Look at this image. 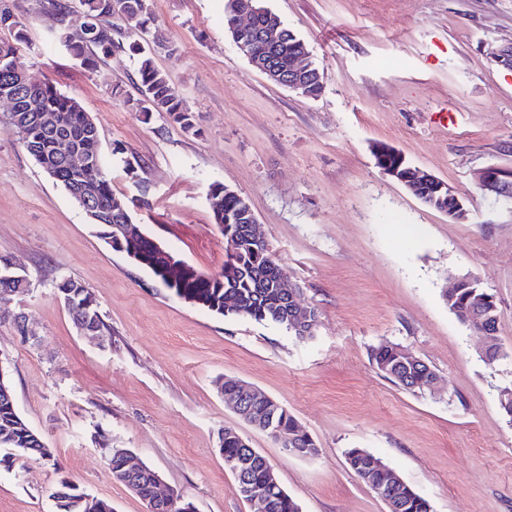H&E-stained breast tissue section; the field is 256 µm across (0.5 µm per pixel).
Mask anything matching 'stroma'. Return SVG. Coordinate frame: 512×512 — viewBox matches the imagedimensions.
<instances>
[{
	"label": "stroma",
	"mask_w": 512,
	"mask_h": 512,
	"mask_svg": "<svg viewBox=\"0 0 512 512\" xmlns=\"http://www.w3.org/2000/svg\"><path fill=\"white\" fill-rule=\"evenodd\" d=\"M0 3L26 27L29 77L93 116L112 189L147 236L199 272H220L209 186L221 182L249 199L302 303L319 313L313 335L299 338L185 302L112 250L0 129V256L31 281L0 304L11 313L0 320V366L17 411L53 452L48 463L0 449V512H57L51 493L63 480L114 512H147L113 480L115 448L196 512H251L219 452L228 426L266 457L301 512H387L347 465L353 448L380 457L433 512H512V420L499 405L512 388V195L481 182L512 171V69L491 57L512 44V0H263L320 69L315 97L252 68L226 30L224 0H153L174 48L155 62L202 115L196 135L113 99L115 85L138 94L129 54L89 72L54 42L48 0ZM383 145L447 183L466 219L428 207L378 168ZM465 274L500 310L504 357L492 367L442 297ZM63 279L91 289L111 341L77 331L56 290ZM383 343L422 358L439 390L377 373L370 354ZM227 381L287 408L317 455L295 456L240 422L219 393Z\"/></svg>",
	"instance_id": "1"
}]
</instances>
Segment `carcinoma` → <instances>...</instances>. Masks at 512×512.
I'll use <instances>...</instances> for the list:
<instances>
[{
	"label": "carcinoma",
	"mask_w": 512,
	"mask_h": 512,
	"mask_svg": "<svg viewBox=\"0 0 512 512\" xmlns=\"http://www.w3.org/2000/svg\"><path fill=\"white\" fill-rule=\"evenodd\" d=\"M49 4L59 22L54 41L81 67L94 72L100 62L117 51L127 50L138 56L139 97L127 98L120 87L114 86L111 89L113 98L135 108L147 119L158 113L186 134L199 132V115L187 106L168 75L155 64L156 49L169 54L175 52L167 45L160 30H154L150 42L143 44L112 24L114 19L134 20L140 33H148L149 25L155 22L152 0H83L82 8L88 15V21L87 29L80 34L68 25L67 4L63 0H49ZM253 6L254 31L248 35L253 56L247 57L248 62H253L256 56L271 61L283 74L290 73L294 49L302 46L303 41L282 27L279 29L280 42L273 47L264 46L258 41V33L271 21L279 20V16L264 6L262 0H253ZM0 31L9 33V37L0 38V91L9 89L23 97L32 94L37 98L36 109L10 112L0 124L18 137L43 171L52 172L53 179L79 204L80 173L57 157L52 148L53 138L56 134H64L75 145L81 146L92 140L89 133L97 124L75 98L61 92L54 84L45 82L31 92L20 82L17 67L24 64L28 41L24 25L6 7L0 8ZM374 156L381 168L396 173L400 179L410 180L417 172V168L410 166L401 154L389 147L381 148ZM417 194L437 211L446 212L452 206L448 199V185L441 180L420 183ZM209 196L214 223L224 234V271L206 275L184 263L174 279L169 276L161 252L150 240L142 238L139 244L132 246L113 239V225L131 224L133 218L128 202L112 191V178L105 170L92 191L91 202L98 211V225L103 228V238L112 239V249L126 253L136 266L151 272L179 298L224 317L286 326L289 305L275 288L286 268L273 257L268 245L255 246L246 239V225L252 223V211L246 206L248 199L220 182L211 184ZM57 289L60 295L72 300L68 313L75 327L79 328L87 321L95 327L96 333L112 335V329L101 319L98 305L86 285L65 279L57 284ZM226 293L235 295L238 305L226 306ZM445 299L448 309L466 326L477 313L499 315L494 294L479 287L474 280L460 283ZM372 360L377 369L396 385L414 391L424 386L423 369L406 364L397 347L379 345L372 352ZM273 421L280 428L282 447L298 448L307 457L318 453L315 439L286 408L279 407ZM0 448L12 450L21 457L36 456L47 462L53 458L52 449L17 412L9 385L0 392ZM122 452L121 456L114 451L110 454L109 468L115 481L135 486V494L140 499L153 502V512H195L192 503L173 491L165 499L154 500L155 470L142 462L139 471L130 475L125 467L129 449L124 448ZM237 463L240 464L244 484L268 483L270 464L267 459L256 449L242 445L235 428L226 427L224 467L230 470ZM347 463L362 482L379 481V467L383 462L372 453L353 448L347 453ZM56 494L58 512H112L109 502L91 497L66 481L56 487ZM268 496L271 503L269 512H300L299 505L281 484L269 487ZM394 498L399 505L398 512H432L430 502L405 482L394 489Z\"/></svg>",
	"instance_id": "cac0c4a2"
}]
</instances>
